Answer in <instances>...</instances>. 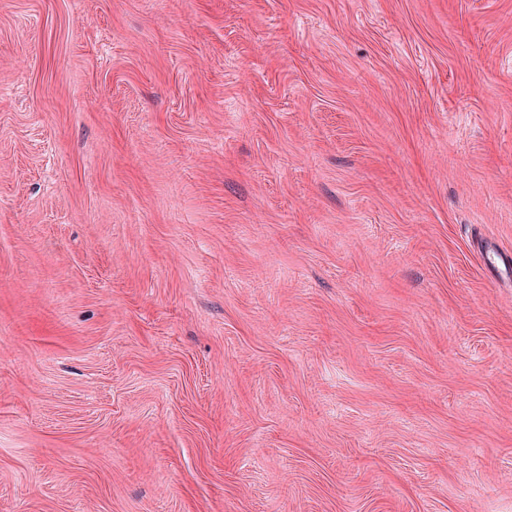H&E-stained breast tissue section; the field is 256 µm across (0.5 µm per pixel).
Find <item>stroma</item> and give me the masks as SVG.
Instances as JSON below:
<instances>
[{
    "instance_id": "stroma-1",
    "label": "stroma",
    "mask_w": 512,
    "mask_h": 512,
    "mask_svg": "<svg viewBox=\"0 0 512 512\" xmlns=\"http://www.w3.org/2000/svg\"><path fill=\"white\" fill-rule=\"evenodd\" d=\"M0 512H512V0H0Z\"/></svg>"
}]
</instances>
